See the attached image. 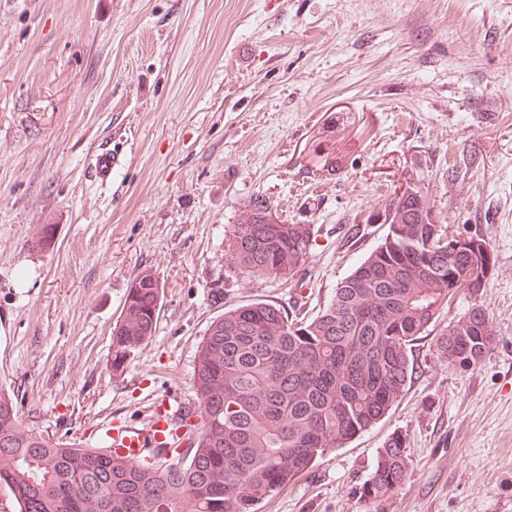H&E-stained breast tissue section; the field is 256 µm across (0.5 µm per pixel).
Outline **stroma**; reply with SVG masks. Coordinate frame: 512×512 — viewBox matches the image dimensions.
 <instances>
[{"mask_svg":"<svg viewBox=\"0 0 512 512\" xmlns=\"http://www.w3.org/2000/svg\"><path fill=\"white\" fill-rule=\"evenodd\" d=\"M409 185L491 247L493 346L466 370L438 352L457 294L393 408L260 512H512V0H0V387L35 432L101 448L105 421L194 401L225 310L325 305ZM258 196L313 227L290 280L230 262L224 231ZM144 270L156 328L116 373L112 328ZM394 436L408 475L369 504Z\"/></svg>","mask_w":512,"mask_h":512,"instance_id":"1","label":"stroma"}]
</instances>
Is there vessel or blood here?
Masks as SVG:
<instances>
[{
	"label": "vessel or blood",
	"instance_id": "vessel-or-blood-1",
	"mask_svg": "<svg viewBox=\"0 0 512 512\" xmlns=\"http://www.w3.org/2000/svg\"><path fill=\"white\" fill-rule=\"evenodd\" d=\"M184 408L179 397H172L153 405L143 424L108 423L105 436L114 451L122 453L136 463L154 462L163 458L168 449L187 446L184 429L173 421Z\"/></svg>",
	"mask_w": 512,
	"mask_h": 512
}]
</instances>
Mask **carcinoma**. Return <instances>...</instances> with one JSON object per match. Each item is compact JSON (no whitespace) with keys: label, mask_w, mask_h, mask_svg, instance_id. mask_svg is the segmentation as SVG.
I'll list each match as a JSON object with an SVG mask.
<instances>
[{"label":"carcinoma","mask_w":512,"mask_h":512,"mask_svg":"<svg viewBox=\"0 0 512 512\" xmlns=\"http://www.w3.org/2000/svg\"><path fill=\"white\" fill-rule=\"evenodd\" d=\"M388 233L341 281L316 316L266 302L242 304L210 324L194 367L196 400L186 418L184 452L162 468L117 453L53 440L20 420L13 396L0 389V485L19 512H259L261 504L325 453L341 448L385 415L413 372V342L448 305V293L475 298L495 261L485 240L448 256L429 243L441 211L408 186L377 216ZM44 224L33 238L51 245ZM311 225L274 220L254 198L224 231L234 267L252 275L293 278L305 261ZM162 287L150 271L133 279L112 328L117 371L154 333ZM494 342L483 305L473 302L437 341L451 360L477 365ZM408 457L393 438L377 452L361 496L375 503L405 479Z\"/></svg>","instance_id":"cac0c4a2"}]
</instances>
